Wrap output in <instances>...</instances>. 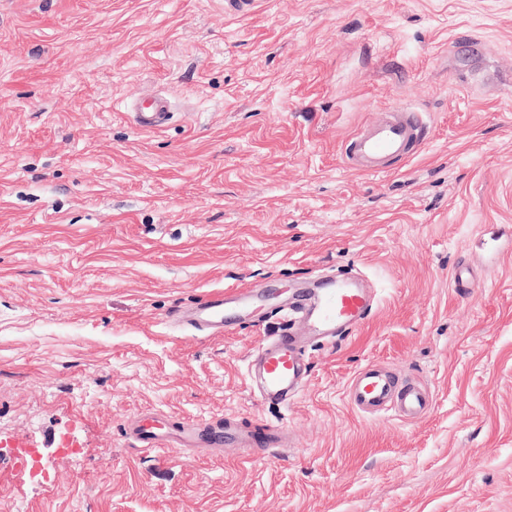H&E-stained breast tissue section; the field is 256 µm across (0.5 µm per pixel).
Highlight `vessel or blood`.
I'll list each match as a JSON object with an SVG mask.
<instances>
[{
    "label": "vessel or blood",
    "instance_id": "obj_1",
    "mask_svg": "<svg viewBox=\"0 0 512 512\" xmlns=\"http://www.w3.org/2000/svg\"><path fill=\"white\" fill-rule=\"evenodd\" d=\"M168 116L169 103L159 96L137 103L130 114L133 124L145 130L158 128ZM426 130L423 112L406 105L395 106L377 123L351 137L345 150L346 161L361 172H387L394 163L409 160L418 153L425 142ZM225 304L222 294L212 295L194 316L179 319L176 325L202 333H223ZM376 306L374 293L354 279L333 278L321 282L317 288L298 292L289 303L286 316L290 323H303L305 334L335 338L363 326ZM253 362L263 401L285 406L303 392L308 365L289 328L263 341ZM347 398L363 414H389L402 421L427 413L433 404V395L425 384L413 381L396 386L392 373L378 364L367 365L353 376ZM281 434L276 425H241L229 419L206 426L185 420L172 431L159 426L152 418L143 417L129 427V436L137 448H189L204 442L215 447L232 445L246 455L265 457L284 451Z\"/></svg>",
    "mask_w": 512,
    "mask_h": 512
}]
</instances>
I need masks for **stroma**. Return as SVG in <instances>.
Here are the masks:
<instances>
[{"mask_svg":"<svg viewBox=\"0 0 512 512\" xmlns=\"http://www.w3.org/2000/svg\"><path fill=\"white\" fill-rule=\"evenodd\" d=\"M167 97L143 131L130 105ZM426 115L400 171L346 140ZM512 0H0V512H512ZM478 283L457 291L455 270ZM380 303L308 347L289 407L248 363L293 292ZM221 335L168 327L211 294ZM380 363L422 418L346 398ZM149 413L284 425L279 458L133 447Z\"/></svg>","mask_w":512,"mask_h":512,"instance_id":"1","label":"stroma"}]
</instances>
